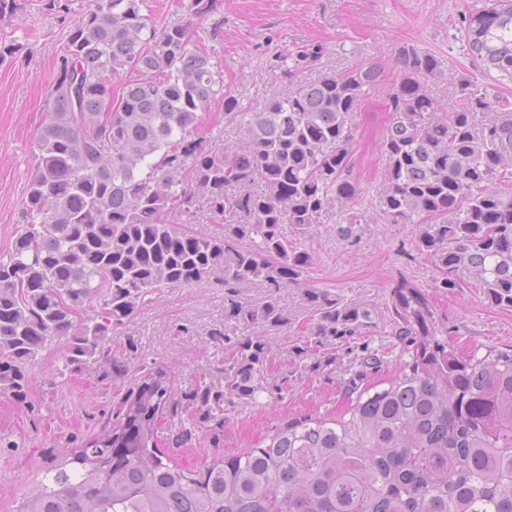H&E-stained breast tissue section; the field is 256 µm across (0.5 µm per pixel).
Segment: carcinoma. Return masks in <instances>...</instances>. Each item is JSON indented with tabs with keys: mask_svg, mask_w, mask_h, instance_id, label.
Returning <instances> with one entry per match:
<instances>
[{
	"mask_svg": "<svg viewBox=\"0 0 512 512\" xmlns=\"http://www.w3.org/2000/svg\"><path fill=\"white\" fill-rule=\"evenodd\" d=\"M147 8L92 0L48 90L25 223L0 254V389L18 399L27 367L52 342L69 339L70 362L92 359L120 379L126 368L101 341L158 289L221 267L226 288L296 284L309 255L288 230L320 223L333 206L343 211L342 238L361 223L346 211L360 194L350 120L380 68L299 81L267 99L243 148L216 147L194 134L198 112L221 94L232 121L239 100L224 93L220 61L192 47L191 27L216 13L217 0H190L187 17L159 28ZM464 37L475 61L512 78V0L471 13ZM323 53L300 52L288 76ZM398 62L380 213L392 224L426 220L419 247L439 263L443 287L465 269L492 303L512 308V112L494 111L469 84L457 106L439 107L426 84L441 61L403 46ZM198 197L224 216V236L183 230ZM255 235L259 248L242 246ZM309 298L317 336L343 335L368 317L320 293ZM392 311L409 354L396 374L351 387L346 404L321 417L289 420L257 448L191 470L159 448L163 420L182 448L198 423L224 431V403L263 388V343L213 329L240 362L180 397L166 372L144 375L112 425L63 449L17 512H512V350L463 352L406 280L394 285ZM229 316L281 320L271 303L258 314L236 301Z\"/></svg>",
	"mask_w": 512,
	"mask_h": 512,
	"instance_id": "1",
	"label": "carcinoma"
}]
</instances>
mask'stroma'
<instances>
[{"label":"stroma","instance_id":"35a3bbf8","mask_svg":"<svg viewBox=\"0 0 512 512\" xmlns=\"http://www.w3.org/2000/svg\"><path fill=\"white\" fill-rule=\"evenodd\" d=\"M488 0H220V33L210 20L195 25L192 39L217 57L224 88L239 102L235 121L224 118L222 99H212L199 113L198 131L216 146L245 143V127L271 94L287 95L289 79L271 70L270 61L302 47L319 45L317 68L302 81L326 73L342 74L377 65L378 82L366 88L352 116L353 176L362 194L353 209L363 215L345 240L340 217L329 210L321 223L290 232L310 257L301 284L269 287L257 281L238 293L224 286L223 270L189 286L160 289L152 303L140 306L117 334L102 341L115 360L132 369L120 380L103 376L96 364H69L66 340L53 342L28 370L24 399L0 390V512H14L32 487L34 474L64 448L94 438L112 418L116 404L136 386L134 371L166 370L177 394L197 388L233 365L227 343L212 339L223 327L231 339L261 337L263 375L278 384L275 393L258 391L252 399L225 407L224 433L199 425L175 461L202 469L214 456L248 451L289 419L320 415L345 400L350 381L367 385L397 368L402 342L392 334V285L401 278L417 285L430 300L449 339L464 349L512 347V308L493 305L486 288L468 271H458L456 285L442 287L436 259L418 246L415 224H389L376 201L384 183L382 144L391 114L388 95L398 85L401 47L435 55L441 75L427 90L438 104L458 100V84L468 81L488 91L512 110V79L486 71L472 61L462 37L463 19ZM13 15L0 19V43H18L12 61L0 65V254L7 253L22 221L34 139L45 118L47 90L55 80L69 31L90 0H16ZM317 291L337 305L367 310L370 319L353 336L316 335L317 318L308 299ZM261 309L272 302L284 321L278 325L228 320L232 301ZM135 349H128V342Z\"/></svg>","mask_w":512,"mask_h":512}]
</instances>
